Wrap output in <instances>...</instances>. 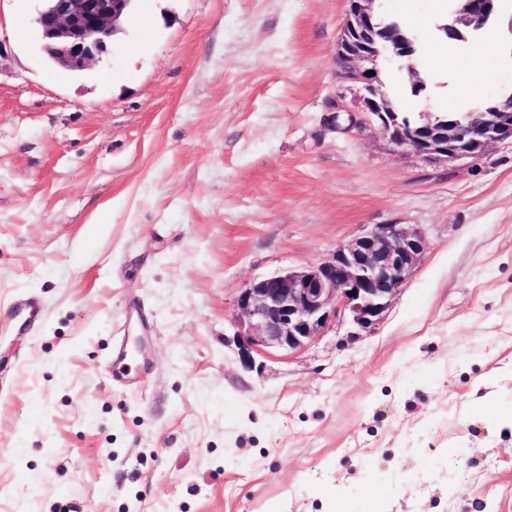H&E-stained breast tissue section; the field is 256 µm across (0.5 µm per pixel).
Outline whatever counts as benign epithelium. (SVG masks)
<instances>
[{
	"label": "benign epithelium",
	"mask_w": 512,
	"mask_h": 512,
	"mask_svg": "<svg viewBox=\"0 0 512 512\" xmlns=\"http://www.w3.org/2000/svg\"><path fill=\"white\" fill-rule=\"evenodd\" d=\"M35 23L44 49L57 67L77 71L93 66L108 52L126 21L130 0H42ZM348 0L349 8L336 43V58L344 65L342 82L357 87V103L349 107L331 99L324 121L340 126L346 112L349 125L373 124L394 147L428 163L476 159L488 146L512 142V108L489 105L446 123L406 127L393 118L388 95L377 74L380 57L390 51L410 56L412 42L383 25L375 3ZM498 0H460L446 25L448 39H464L463 31H478L492 22ZM372 75H366V72ZM425 246L422 230L403 224H376L362 236L336 248L325 260L285 268L249 283L237 296L240 350L243 363L254 348L302 349L327 330L340 313L349 315L357 334L372 333L384 319L406 283Z\"/></svg>",
	"instance_id": "1"
}]
</instances>
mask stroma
Here are the masks:
<instances>
[{
  "mask_svg": "<svg viewBox=\"0 0 512 512\" xmlns=\"http://www.w3.org/2000/svg\"><path fill=\"white\" fill-rule=\"evenodd\" d=\"M39 6L0 0V512H512V144L432 166L325 126L347 0H137L79 75ZM450 14L384 0L405 111L512 91V0L452 44ZM376 224L425 250L375 331L244 365L240 290Z\"/></svg>",
  "mask_w": 512,
  "mask_h": 512,
  "instance_id": "35a3bbf8",
  "label": "stroma"
}]
</instances>
